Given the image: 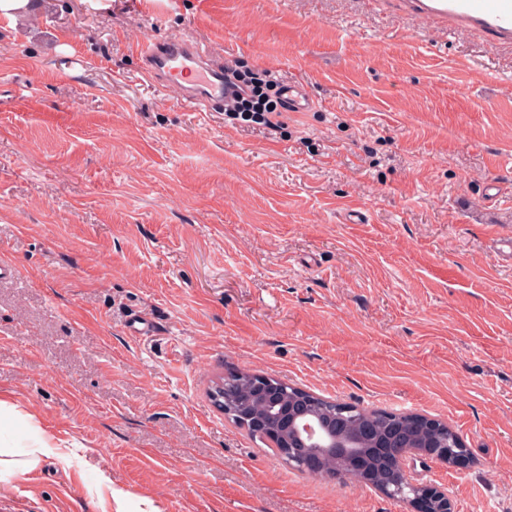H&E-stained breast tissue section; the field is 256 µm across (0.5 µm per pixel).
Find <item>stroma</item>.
I'll return each instance as SVG.
<instances>
[{"mask_svg":"<svg viewBox=\"0 0 512 512\" xmlns=\"http://www.w3.org/2000/svg\"><path fill=\"white\" fill-rule=\"evenodd\" d=\"M30 4L0 16V399L62 455L0 512H409L232 423L230 370L447 422L466 465L411 478L512 512V50L404 0ZM173 37L315 105L196 111L140 67Z\"/></svg>","mask_w":512,"mask_h":512,"instance_id":"stroma-1","label":"stroma"}]
</instances>
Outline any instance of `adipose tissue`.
<instances>
[{
  "label": "adipose tissue",
  "instance_id": "adipose-tissue-1",
  "mask_svg": "<svg viewBox=\"0 0 512 512\" xmlns=\"http://www.w3.org/2000/svg\"><path fill=\"white\" fill-rule=\"evenodd\" d=\"M51 448L31 414L0 400V484H12L35 470Z\"/></svg>",
  "mask_w": 512,
  "mask_h": 512
}]
</instances>
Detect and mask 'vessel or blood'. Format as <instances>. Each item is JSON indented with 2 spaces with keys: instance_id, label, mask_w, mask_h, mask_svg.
I'll use <instances>...</instances> for the list:
<instances>
[{
  "instance_id": "obj_1",
  "label": "vessel or blood",
  "mask_w": 512,
  "mask_h": 512,
  "mask_svg": "<svg viewBox=\"0 0 512 512\" xmlns=\"http://www.w3.org/2000/svg\"><path fill=\"white\" fill-rule=\"evenodd\" d=\"M422 14L447 22L452 29H476L501 42H512V0H413ZM144 75L171 85L184 80V100L210 111L224 98V67L200 43L185 38L144 41L139 49Z\"/></svg>"
}]
</instances>
